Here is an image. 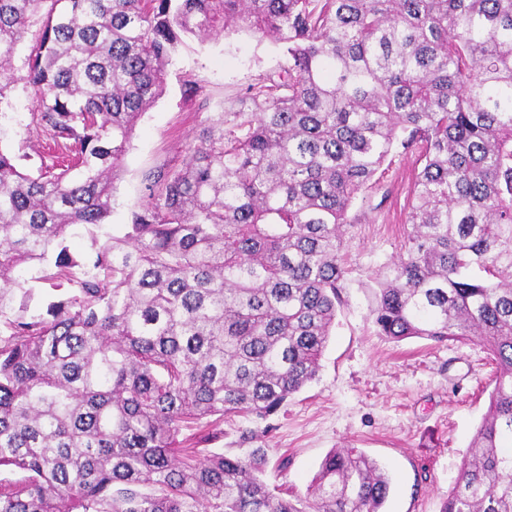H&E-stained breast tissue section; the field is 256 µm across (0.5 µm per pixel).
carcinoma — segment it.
Wrapping results in <instances>:
<instances>
[{
	"label": "carcinoma",
	"instance_id": "obj_1",
	"mask_svg": "<svg viewBox=\"0 0 512 512\" xmlns=\"http://www.w3.org/2000/svg\"><path fill=\"white\" fill-rule=\"evenodd\" d=\"M237 28L288 65L204 120L182 167L149 172L123 236L104 232L182 36ZM5 73L0 101L23 84L61 160L23 172L0 147V512H383L389 479L353 448L291 499L260 450L178 437L266 420L316 378L348 212L397 150L421 169L369 318L397 343L486 347L488 410L441 512H512V0H0ZM33 272L59 291L37 315Z\"/></svg>",
	"mask_w": 512,
	"mask_h": 512
}]
</instances>
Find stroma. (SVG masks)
<instances>
[{"instance_id": "1", "label": "stroma", "mask_w": 512, "mask_h": 512, "mask_svg": "<svg viewBox=\"0 0 512 512\" xmlns=\"http://www.w3.org/2000/svg\"><path fill=\"white\" fill-rule=\"evenodd\" d=\"M285 62L280 45L248 30L183 37L162 95L136 124L114 184L107 232L124 235L151 169L183 166L201 122L238 110L249 86ZM189 75L200 84L193 97L184 85ZM30 109L19 84L0 101V146L13 150L25 171L46 158L41 133L28 128ZM414 168V155L393 153L375 187L351 207L343 304L317 378L268 420L230 416L201 425L211 436L210 450L246 455L261 449L263 478L281 492L305 493L328 452L356 448L390 478L384 512H440L487 411L494 371L482 343H394L378 336L368 317L374 278L402 251Z\"/></svg>"}]
</instances>
